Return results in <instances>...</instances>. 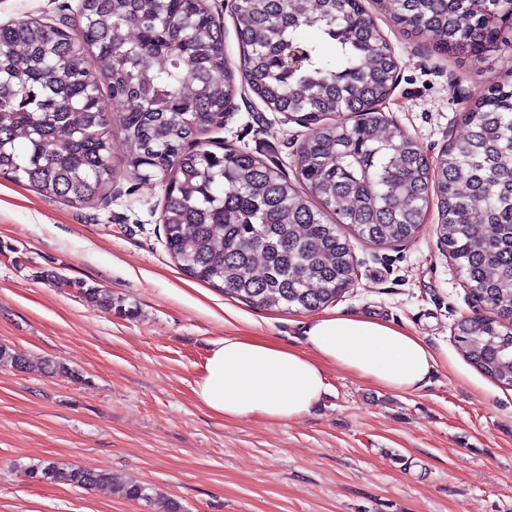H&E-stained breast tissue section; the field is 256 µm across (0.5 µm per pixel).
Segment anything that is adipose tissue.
<instances>
[{
    "instance_id": "adipose-tissue-1",
    "label": "adipose tissue",
    "mask_w": 512,
    "mask_h": 512,
    "mask_svg": "<svg viewBox=\"0 0 512 512\" xmlns=\"http://www.w3.org/2000/svg\"><path fill=\"white\" fill-rule=\"evenodd\" d=\"M330 366L386 390L414 392L437 359L413 332L373 316L324 313L308 320L299 349L251 336L214 340L193 392L224 419L283 423L321 402Z\"/></svg>"
}]
</instances>
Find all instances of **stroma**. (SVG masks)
<instances>
[{
	"label": "stroma",
	"instance_id": "35a3bbf8",
	"mask_svg": "<svg viewBox=\"0 0 512 512\" xmlns=\"http://www.w3.org/2000/svg\"><path fill=\"white\" fill-rule=\"evenodd\" d=\"M81 0H0V25L76 28ZM397 61L382 114L428 160L462 136L460 112L512 74L507 47L481 60L403 36L363 0ZM307 127L249 90L203 142L254 153L295 177ZM163 187L118 175L106 199L72 205L0 178V512H150L115 489L27 476L43 458L152 485L182 512H512V389L473 368L454 343L465 317L489 315L437 234L429 205L410 241L352 243L356 277L332 307L411 330L439 364L417 392L327 371L321 405L287 423L225 421L193 387L213 340L243 333L301 346L306 312L267 310L187 276L165 248ZM112 295V309L81 289ZM64 363L73 377L47 372Z\"/></svg>",
	"mask_w": 512,
	"mask_h": 512
}]
</instances>
